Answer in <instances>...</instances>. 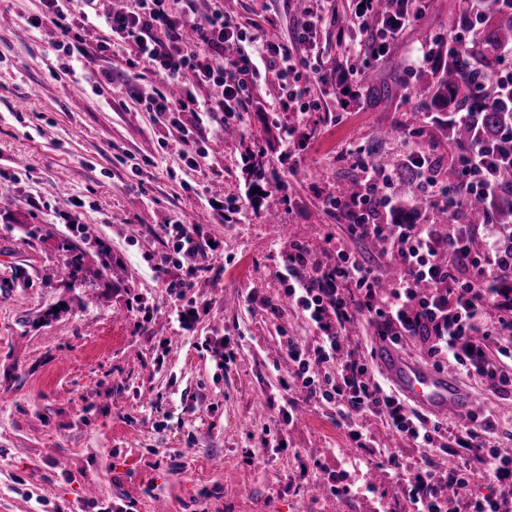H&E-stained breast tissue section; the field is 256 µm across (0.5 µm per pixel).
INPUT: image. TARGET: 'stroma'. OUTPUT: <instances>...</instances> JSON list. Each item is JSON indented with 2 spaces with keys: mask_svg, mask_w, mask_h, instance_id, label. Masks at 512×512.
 I'll use <instances>...</instances> for the list:
<instances>
[{
  "mask_svg": "<svg viewBox=\"0 0 512 512\" xmlns=\"http://www.w3.org/2000/svg\"><path fill=\"white\" fill-rule=\"evenodd\" d=\"M418 6L422 20L373 60L350 0H323L345 24L319 29L320 68L343 63L366 87L416 84L431 71L423 50L476 32L468 20L448 26L467 0ZM39 7L0 0V512H406V469L441 470L456 457L370 415L358 420L361 441L349 437L335 406L310 396L288 365L287 338L312 346L319 333L278 273L292 246L343 233L325 193L357 173L376 127L404 123L410 101L344 108L330 80L316 85L321 107L302 130L292 113L272 111L283 90L270 77L246 99L241 121L209 125L207 165L195 172L161 147L178 131L131 97L151 94L153 76L128 88L99 80L98 68H121L135 45L52 77L66 61L59 30L24 23ZM262 12L276 21L269 36L290 42L295 0H224L225 16L245 27ZM307 130L297 178L288 140ZM215 195L243 201L234 221L208 207ZM270 196L276 224L264 218ZM176 218L224 250L180 298L165 284L184 268L154 271L172 250L162 226ZM71 250L83 256L79 269L65 265ZM179 305L195 307L193 324L177 322ZM227 340L236 358L224 369L216 349ZM447 374L480 396L501 445H512V391ZM284 408L292 423H283ZM391 452L403 472L384 465ZM331 476L347 492L327 487Z\"/></svg>",
  "mask_w": 512,
  "mask_h": 512,
  "instance_id": "obj_1",
  "label": "stroma"
}]
</instances>
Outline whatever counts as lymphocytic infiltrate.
<instances>
[{"label":"lymphocytic infiltrate","mask_w":512,"mask_h":512,"mask_svg":"<svg viewBox=\"0 0 512 512\" xmlns=\"http://www.w3.org/2000/svg\"><path fill=\"white\" fill-rule=\"evenodd\" d=\"M124 9L112 0H40L38 14L28 16L29 28L52 23L61 32L59 43L67 57L95 62L107 54H119L124 44L138 47L136 57L126 59L120 70L104 71L107 83L127 78L129 71L145 68L163 83L140 98L145 111L157 123L176 127L180 136L174 150L193 168L207 164L203 129L211 122L239 121L245 98L260 74L289 81L290 87L275 105L276 111L304 116L319 109L314 84L319 69L312 60L318 28L324 21L338 23V16L323 18L311 8L298 18L294 43L286 45L267 36L263 25L254 31L224 16L223 0H126ZM402 10L382 20L371 31V58L388 53L396 34L418 18L414 0H399ZM99 24L105 36L88 47L82 32ZM237 45L236 56L224 54L225 44ZM218 95H210V88ZM417 176L411 193L447 212V224H390L386 216L402 200L394 195L392 175L361 164L366 191L360 200H344L327 192V211L344 224L345 234L326 240L336 254L321 263L296 246L288 254L289 267H310L306 278H296L290 295L296 296L304 318L323 331L315 347L288 341L287 354L304 387L313 385L311 367L331 365L322 387V400L335 404L352 439H360L356 416L371 413L401 435L426 447L447 441L452 454L471 451L466 468L438 472L417 466L409 472L411 512H512V455L495 448L498 426L490 417L471 416L460 426L433 419L410 407L390 385L375 378L364 355L343 351L348 326L360 317L376 324L378 334L391 344L414 339L432 368L444 371L456 365L467 377L488 384L494 392L512 387V305L504 297L512 291V241L492 225L470 223V205L492 202L499 190L495 170L512 164V121L505 123L497 144L482 145L455 158L458 195L434 172L437 159L423 150H411ZM173 242L174 262L185 266V279L172 281L168 289L183 296L189 277L200 270L206 245L195 225L173 221L163 227ZM486 236V249L475 254L467 242L476 233ZM383 238L400 275L389 287H377L373 270L352 257L348 241ZM485 472L496 485L494 495L462 498L449 496V485H466L476 472Z\"/></svg>","instance_id":"f902f5d3"}]
</instances>
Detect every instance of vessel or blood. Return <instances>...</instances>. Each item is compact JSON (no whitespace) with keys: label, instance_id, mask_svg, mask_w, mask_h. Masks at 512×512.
<instances>
[{"label":"vessel or blood","instance_id":"vessel-or-blood-1","mask_svg":"<svg viewBox=\"0 0 512 512\" xmlns=\"http://www.w3.org/2000/svg\"><path fill=\"white\" fill-rule=\"evenodd\" d=\"M378 361L391 385L425 412L448 418L460 415L476 403L475 396L454 379L397 351L383 350Z\"/></svg>","mask_w":512,"mask_h":512}]
</instances>
